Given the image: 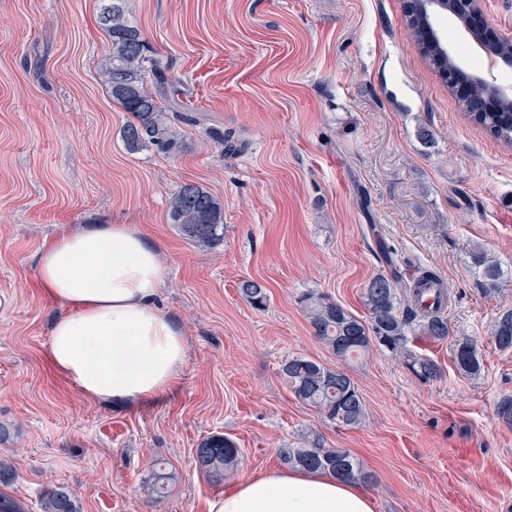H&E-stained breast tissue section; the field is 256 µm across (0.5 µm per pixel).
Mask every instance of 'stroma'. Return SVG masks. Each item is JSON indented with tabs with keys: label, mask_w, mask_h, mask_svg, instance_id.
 <instances>
[{
	"label": "stroma",
	"mask_w": 512,
	"mask_h": 512,
	"mask_svg": "<svg viewBox=\"0 0 512 512\" xmlns=\"http://www.w3.org/2000/svg\"><path fill=\"white\" fill-rule=\"evenodd\" d=\"M405 5L126 0L176 99L201 118L169 157L122 141L127 114L100 74L111 51L100 0H0V456L18 474L5 493L25 512H40L53 483L82 512H206L308 431L373 473L375 512H512V425L496 414L512 397V350L490 340L512 277L485 294L467 253L480 245L512 268V145L462 110L407 35ZM216 130L233 133L236 153ZM185 182L223 202L222 247L198 248L171 223L169 197ZM99 224L138 228L167 269L157 305L180 323L188 358L153 403L86 398L48 362L64 308L38 284V254ZM393 266L447 283L448 339L409 341L439 378L378 347L343 365L309 323L310 291L366 318L365 285ZM245 279L266 286L264 310L242 298ZM465 339L478 343L476 378L453 361ZM292 356L345 369L364 421L345 426L299 401L280 371ZM216 433L241 451L220 484L193 457ZM159 460L175 478L156 497L147 484Z\"/></svg>",
	"instance_id": "1"
}]
</instances>
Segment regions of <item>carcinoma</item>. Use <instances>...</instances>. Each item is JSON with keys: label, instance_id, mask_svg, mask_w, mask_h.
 <instances>
[{"label": "carcinoma", "instance_id": "cac0c4a2", "mask_svg": "<svg viewBox=\"0 0 512 512\" xmlns=\"http://www.w3.org/2000/svg\"><path fill=\"white\" fill-rule=\"evenodd\" d=\"M100 23L109 36L112 50L101 64V76L112 100L130 115L122 128V139L135 152L151 145L159 152L176 155L184 141L176 123L193 125L197 118L182 104L168 98L165 90L172 84L167 61L158 56L143 37L141 30L127 16L124 0H102ZM424 18L409 19L407 28L425 59L442 74L456 65V56L438 41L426 36ZM491 136L512 144V100L500 98L499 109L484 112L478 120ZM169 217L181 235L198 248L214 249L224 243V206L207 189L194 183H181L171 193ZM391 273L369 280L363 298L369 320L362 321L326 297L309 292L303 295L306 314L316 338L339 360L349 363L360 359L372 347H383L403 357L418 376L434 379L441 375L440 366L430 358L407 348L408 332L418 325L429 340L448 338L447 285L440 275L425 270L406 282L393 267L389 247L377 242ZM471 263L481 270L482 287L491 291L505 275L498 264L487 261L478 247L468 251ZM241 296L255 309L268 302L267 288L259 281L239 283ZM491 341L501 350L512 349V308L502 310L494 320ZM454 360L459 371L476 376L481 371L478 344L466 340L455 345ZM282 372L295 396L317 408L326 418L345 426L361 423L365 406L350 376L304 356L285 359ZM240 449L223 434L203 439L195 448L196 468L214 483H221L239 461ZM283 464L309 471H323L337 478L359 484L373 480L358 458L344 448H327L318 435L307 434L296 448H282ZM41 512H81L79 500L64 484L48 488L41 500Z\"/></svg>", "mask_w": 512, "mask_h": 512}]
</instances>
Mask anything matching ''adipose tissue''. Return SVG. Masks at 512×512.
<instances>
[{
    "label": "adipose tissue",
    "instance_id": "obj_1",
    "mask_svg": "<svg viewBox=\"0 0 512 512\" xmlns=\"http://www.w3.org/2000/svg\"><path fill=\"white\" fill-rule=\"evenodd\" d=\"M38 282L65 307L51 366L84 395L128 406L176 383L188 357L177 320L159 310L165 269L156 246L126 224L64 234L39 254ZM208 512H374L356 484L326 472L274 468L225 489Z\"/></svg>",
    "mask_w": 512,
    "mask_h": 512
}]
</instances>
